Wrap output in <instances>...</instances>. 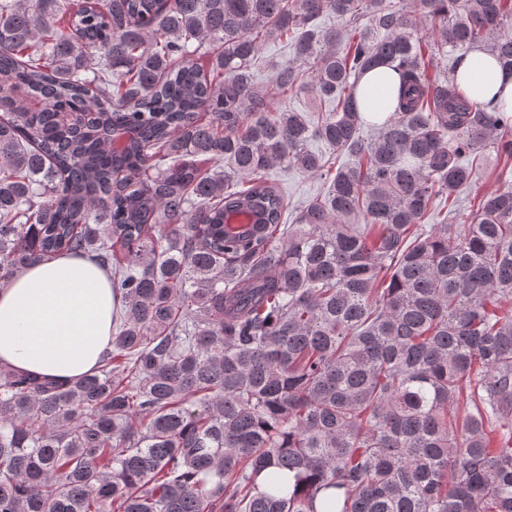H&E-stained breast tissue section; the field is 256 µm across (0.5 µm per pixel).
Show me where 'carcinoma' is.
Segmentation results:
<instances>
[{
  "mask_svg": "<svg viewBox=\"0 0 512 512\" xmlns=\"http://www.w3.org/2000/svg\"><path fill=\"white\" fill-rule=\"evenodd\" d=\"M476 46L512 0H0V288L87 256L119 315L0 369V512H512V184L462 211L512 118L425 63ZM274 168L326 184L289 224ZM399 86L397 74L384 65L365 73L358 82L357 103L365 115L382 114L396 102Z\"/></svg>",
  "mask_w": 512,
  "mask_h": 512,
  "instance_id": "obj_1",
  "label": "carcinoma"
}]
</instances>
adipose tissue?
Instances as JSON below:
<instances>
[{"instance_id":"adipose-tissue-1","label":"adipose tissue","mask_w":512,"mask_h":512,"mask_svg":"<svg viewBox=\"0 0 512 512\" xmlns=\"http://www.w3.org/2000/svg\"><path fill=\"white\" fill-rule=\"evenodd\" d=\"M457 79L472 98L504 106L512 116V72L489 52L471 49ZM399 78L384 65L358 82L367 115L390 110ZM112 288L87 258L61 256L29 266L0 289V367L63 382L92 372L111 348Z\"/></svg>"}]
</instances>
